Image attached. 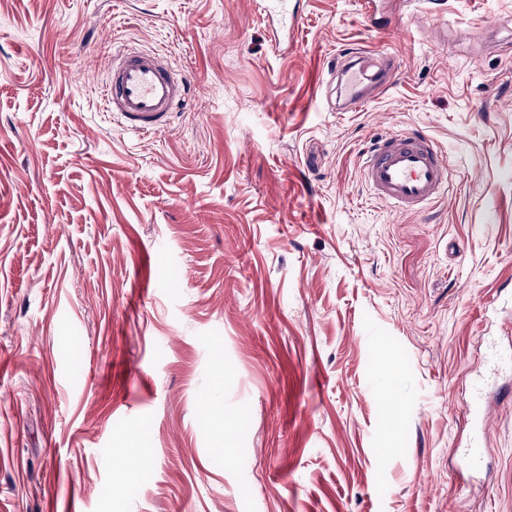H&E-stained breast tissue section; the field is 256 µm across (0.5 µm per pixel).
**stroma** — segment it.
Listing matches in <instances>:
<instances>
[{"mask_svg": "<svg viewBox=\"0 0 512 512\" xmlns=\"http://www.w3.org/2000/svg\"><path fill=\"white\" fill-rule=\"evenodd\" d=\"M297 2L0 0V512H512V0ZM126 46L189 77L161 133L103 110ZM345 48L401 71L354 112ZM412 129L424 216L361 170ZM288 0H260L257 2V8L260 14L264 16V18L274 23L277 21L279 25L276 28L277 39L280 36V30L284 33L288 34L289 30H294L297 25V12H294V9L291 12H288ZM451 161L424 132L390 134L362 154L365 183L377 199L401 212L425 213L447 196Z\"/></svg>", "mask_w": 512, "mask_h": 512, "instance_id": "obj_1", "label": "stroma"}]
</instances>
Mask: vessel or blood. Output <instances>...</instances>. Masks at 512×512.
<instances>
[{
	"label": "vessel or blood",
	"mask_w": 512,
	"mask_h": 512,
	"mask_svg": "<svg viewBox=\"0 0 512 512\" xmlns=\"http://www.w3.org/2000/svg\"><path fill=\"white\" fill-rule=\"evenodd\" d=\"M257 8L280 30L295 28L296 12L288 0H258ZM399 68L391 54H368L348 48L329 70L330 80L344 90L345 105L358 109L394 84ZM185 82L158 50L124 49L115 52L105 87V106L121 127L138 135L162 132L179 105ZM451 161L427 134L414 131L375 139L362 155V173L377 199L388 207L414 214L447 196Z\"/></svg>",
	"instance_id": "vessel-or-blood-1"
}]
</instances>
